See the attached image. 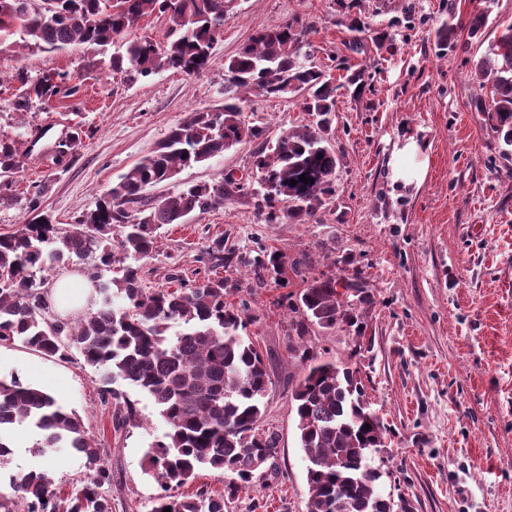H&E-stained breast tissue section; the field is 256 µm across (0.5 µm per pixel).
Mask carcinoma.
<instances>
[{"mask_svg": "<svg viewBox=\"0 0 512 512\" xmlns=\"http://www.w3.org/2000/svg\"><path fill=\"white\" fill-rule=\"evenodd\" d=\"M227 0H0V41L19 36L15 46L59 52L87 46L96 55L84 60L90 71H130L146 78L161 70L193 75L210 60ZM155 15L165 24L164 41L138 34L142 21ZM305 30L294 23L266 29L224 63V104L188 113L171 126L152 154L112 184L96 208L76 227L64 231L41 208V191L26 201L27 218L18 231L0 235V342L21 341L49 356L77 353L86 365L120 378L151 397L168 430L151 444L147 468L163 489L151 512H227L231 502L253 485L256 472L274 458L276 437L260 430L264 400L272 379L263 357L248 336L240 335L250 317L225 301L243 287H286L288 273L300 274V262L288 261L278 249L262 247L249 263L253 281L216 276L169 290L141 286L139 261L160 250L158 230L182 224L192 213L224 206L246 195L264 224L293 220L307 224L336 193L340 156L331 143L337 91L363 88L360 71L338 84L326 72L306 63ZM118 51L105 59L107 48ZM14 108L26 115L40 103L78 94L69 71L49 72L36 81L23 69ZM469 78L492 88L490 100L477 99L505 159L512 157V23L503 28L488 53L473 63ZM290 98L303 95V110L312 120L271 140L265 130L243 119L247 94ZM259 141L251 153L255 182L220 175L211 182L184 184L154 197L149 186L167 185L185 167L202 164L244 141ZM82 147L75 132L58 143L55 164ZM27 152L15 141L0 139V204L13 201L15 174ZM306 175L310 182L299 180ZM296 184H290V180ZM77 259L90 266L98 308L77 322L53 315L48 273L59 263ZM199 261L211 268L240 262L233 247L217 239ZM122 277L102 280L106 269ZM127 300L116 305L114 295ZM374 294L356 272L321 274L307 283L289 310L296 314L290 331L298 346L303 375L293 389L296 431L306 460L307 512H387L377 486L371 449L384 445L387 428L365 398L356 371L318 356L307 345L313 332L336 328L365 337L364 316ZM371 429H364V425ZM42 434L43 448H71L85 458L89 476L66 496L43 471L15 478L24 493L23 508L0 499V512H112V470L103 449L84 424L57 399L13 376L0 379V458L8 456L4 438L19 426ZM209 466L232 474L224 492L199 486L187 496L168 489L195 479Z\"/></svg>", "mask_w": 512, "mask_h": 512, "instance_id": "1", "label": "carcinoma"}]
</instances>
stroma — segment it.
<instances>
[{"label":"stroma","mask_w":512,"mask_h":512,"mask_svg":"<svg viewBox=\"0 0 512 512\" xmlns=\"http://www.w3.org/2000/svg\"><path fill=\"white\" fill-rule=\"evenodd\" d=\"M488 20L480 37L468 34L476 13ZM367 22L350 30L351 17ZM306 30L313 65L339 78L365 72L361 97L336 99L332 144L342 156L336 195L311 224L260 223L251 198L191 215L159 230L160 251L142 260L147 288H177L179 281L211 276L198 257L228 236L242 264L227 269L246 280L252 259L273 247L289 259H307L304 277L288 287L245 288L229 296L247 304L245 331L259 347L273 385L260 427L277 433V454L239 493L229 512H306L304 454L295 428L293 387L302 373L288 348L292 316L287 296L307 277L360 272L375 296L365 322L368 342L333 331L313 336L322 358L358 370L367 396L390 433L389 461L380 480L407 512H512V158L472 102L489 97L467 77L501 25L512 23V0H240L224 19L207 68L187 76L164 70L136 81L123 74L87 72L88 50L19 52L0 46V138L29 153L14 177L13 202L0 206V234L25 219V198L44 188L42 207L60 228L70 229L94 209L101 194L149 155L170 128L192 110L224 102V62L259 31L290 19ZM454 20L452 47L439 50L436 33ZM388 32L377 45L380 32ZM69 71L80 90L42 105L27 116L13 109V75ZM246 121L270 136L307 124L297 97L249 95ZM83 146L65 168L52 158L74 125ZM415 139L427 167L421 185L393 182L396 146ZM255 145L246 142L208 163L182 170L179 182L196 183L246 169ZM12 355L0 379L32 382L37 371L64 376L60 402L81 417L102 445L112 470V512H151L161 489L146 471V453L167 426L153 401L124 382L107 383L80 356L63 360L21 342L4 343ZM118 391L104 399L105 389ZM136 422L115 429L127 404ZM24 450L0 460V496L19 499L17 475L45 470L57 487L85 479L83 457L67 448L40 447L39 432L20 426Z\"/></svg>","instance_id":"obj_1"}]
</instances>
